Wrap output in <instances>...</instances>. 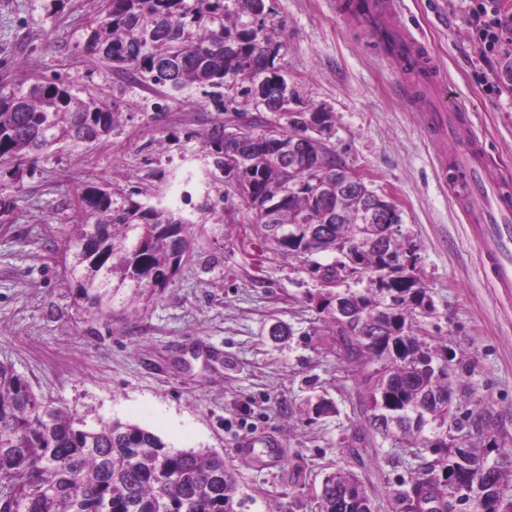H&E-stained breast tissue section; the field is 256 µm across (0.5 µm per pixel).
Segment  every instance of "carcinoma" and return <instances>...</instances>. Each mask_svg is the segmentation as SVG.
I'll return each mask as SVG.
<instances>
[{
	"label": "carcinoma",
	"mask_w": 512,
	"mask_h": 512,
	"mask_svg": "<svg viewBox=\"0 0 512 512\" xmlns=\"http://www.w3.org/2000/svg\"><path fill=\"white\" fill-rule=\"evenodd\" d=\"M263 11V0H107L85 30L83 52L177 94L209 88L222 112L227 78H241L247 102L258 99L260 83L286 84ZM238 116L248 128L242 163L224 162L223 124H213L207 147L214 164L233 173L234 196L263 238L285 257L334 254L330 264L311 263L325 284L368 275L369 287L351 293L348 318L331 313L346 359L375 366L363 379L368 426L358 440L375 433L399 443L421 437L439 454L397 494L401 512H454L457 502L472 503L473 512H512L511 451L462 497L465 462L479 457L455 443L436 447L424 435L448 419L454 399L446 350L414 332L417 313L430 306L420 280L408 275L413 247L396 239L383 251L363 239L358 210L373 199L366 184L329 206L310 185L289 181V169L311 161L320 182L336 183L349 164L331 140L289 114ZM118 118L107 103L73 94L58 74L27 87L0 86V217L11 212L7 190L41 155L59 144L99 141ZM67 242L68 284L101 316L112 312L122 288L149 296L166 285L194 250L182 214L103 185L84 188ZM238 492L220 453L175 450L119 420L91 428L0 362V512H237ZM320 512H372L371 494L351 473L330 474Z\"/></svg>",
	"instance_id": "1"
}]
</instances>
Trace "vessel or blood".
Here are the masks:
<instances>
[{
    "label": "vessel or blood",
    "mask_w": 512,
    "mask_h": 512,
    "mask_svg": "<svg viewBox=\"0 0 512 512\" xmlns=\"http://www.w3.org/2000/svg\"><path fill=\"white\" fill-rule=\"evenodd\" d=\"M336 12L368 33L372 49L384 61L412 75V82L401 85L402 93L434 89L424 130L447 129L453 145L442 178L453 199L464 203V217L477 233L493 286L512 293V178L491 176L483 142L463 135L461 107L441 99L443 76L425 39L401 22L396 0H336Z\"/></svg>",
    "instance_id": "b4317fda"
}]
</instances>
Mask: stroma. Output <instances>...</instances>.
Here are the masks:
<instances>
[{
  "label": "stroma",
  "instance_id": "obj_1",
  "mask_svg": "<svg viewBox=\"0 0 512 512\" xmlns=\"http://www.w3.org/2000/svg\"><path fill=\"white\" fill-rule=\"evenodd\" d=\"M100 9L101 0H0V84L56 73L81 98L121 110L110 136L52 150L12 194L0 223V362L87 426L120 420L177 450L223 453L243 492L239 512H319L321 484L337 471L370 488L373 512H399L397 492L432 450L380 436L354 443L365 371L344 361L328 327L327 287L308 263L263 242L205 147L212 123L256 106L232 79L222 114L202 91L170 96L90 61L79 43ZM266 12L280 46L274 65L298 110L333 112L338 150L399 208L400 238L416 249L433 305L417 322L448 350L460 413L484 417L463 446L489 460L512 450V299L491 288L439 178L448 144L426 137L420 104L397 95L399 74L337 16L336 0H266ZM400 13L467 106L493 172H512V96L482 82L490 73L512 86V46L484 55L466 0H400ZM92 184L161 200L191 220L195 237L165 287L148 300L122 289L104 318L66 286L65 229ZM321 400L330 411H316ZM252 437L274 442L275 462L240 457Z\"/></svg>",
  "mask_w": 512,
  "mask_h": 512
}]
</instances>
